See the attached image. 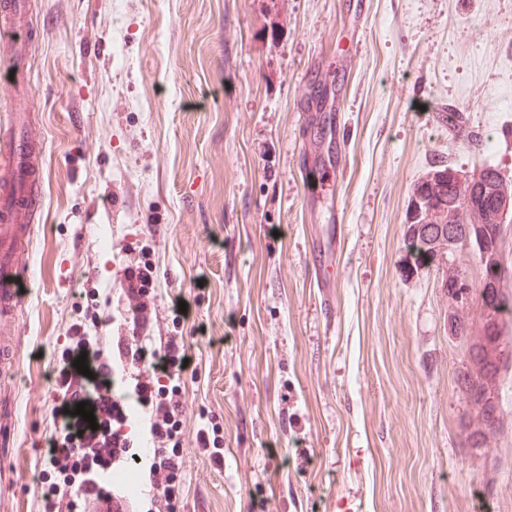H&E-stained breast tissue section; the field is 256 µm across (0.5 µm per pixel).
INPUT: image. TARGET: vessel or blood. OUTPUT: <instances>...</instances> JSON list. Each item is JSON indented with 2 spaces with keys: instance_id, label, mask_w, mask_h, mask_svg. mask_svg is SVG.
I'll return each instance as SVG.
<instances>
[{
  "instance_id": "b4317fda",
  "label": "vessel or blood",
  "mask_w": 512,
  "mask_h": 512,
  "mask_svg": "<svg viewBox=\"0 0 512 512\" xmlns=\"http://www.w3.org/2000/svg\"><path fill=\"white\" fill-rule=\"evenodd\" d=\"M28 6L25 0H0V45L11 57L25 54ZM37 135L22 117L0 130V313H15L25 300L23 281L30 273L25 247L17 243L21 225L32 223L35 201L43 183L42 160L30 144ZM88 512H127L125 497L111 484L96 486L87 495Z\"/></svg>"
}]
</instances>
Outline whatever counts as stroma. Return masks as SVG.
Masks as SVG:
<instances>
[{
	"mask_svg": "<svg viewBox=\"0 0 512 512\" xmlns=\"http://www.w3.org/2000/svg\"><path fill=\"white\" fill-rule=\"evenodd\" d=\"M28 2L33 93L0 79V127L35 113L44 177L31 292L0 322V512H44L48 440L79 427L58 384L75 324L123 398V354L182 337L176 512H512V364L471 444L443 273L404 245L434 163L512 181V0ZM335 222L329 320L310 259Z\"/></svg>",
	"mask_w": 512,
	"mask_h": 512,
	"instance_id": "stroma-1",
	"label": "stroma"
}]
</instances>
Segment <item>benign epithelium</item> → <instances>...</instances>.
<instances>
[{
	"mask_svg": "<svg viewBox=\"0 0 512 512\" xmlns=\"http://www.w3.org/2000/svg\"><path fill=\"white\" fill-rule=\"evenodd\" d=\"M450 182L458 195L448 207V229L436 239H426L430 248L431 264L442 267L445 277L441 287L448 292V335H463L466 349L478 353V358L468 360L464 378L478 386L477 397L467 400L476 414L480 428L475 434L483 439L498 428L496 389L498 373L494 369L501 366L505 349L501 331L500 315L507 305L504 297L497 294L503 288L508 276L504 262V239L496 232H490L489 225L505 224L512 217V189L507 183L483 202L461 192L468 187L475 189L485 181V170L480 167L470 173H460L452 169L447 172ZM442 215L432 205L421 206L419 198H413L408 223L413 225L411 232H419L424 224L441 222ZM464 229L466 243L474 244L481 269L480 287L473 292L469 280L455 273L456 267L450 257L457 250V231ZM478 307V317L470 319L468 311Z\"/></svg>",
	"mask_w": 512,
	"mask_h": 512,
	"instance_id": "obj_1",
	"label": "benign epithelium"
}]
</instances>
